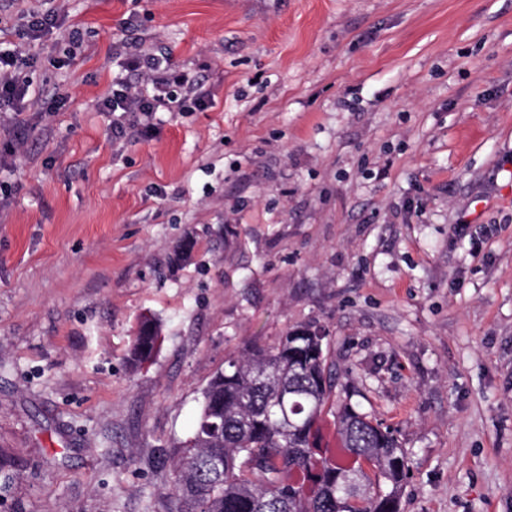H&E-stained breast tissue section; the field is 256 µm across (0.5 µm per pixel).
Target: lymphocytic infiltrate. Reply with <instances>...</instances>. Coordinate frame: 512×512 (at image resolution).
Wrapping results in <instances>:
<instances>
[{
  "label": "lymphocytic infiltrate",
  "mask_w": 512,
  "mask_h": 512,
  "mask_svg": "<svg viewBox=\"0 0 512 512\" xmlns=\"http://www.w3.org/2000/svg\"><path fill=\"white\" fill-rule=\"evenodd\" d=\"M124 57L112 76L111 90L99 109L112 115V135L150 139L161 112L201 110L208 103L195 75L174 66L170 57L147 54L134 41L123 44ZM30 82L16 51L0 49V110L25 106Z\"/></svg>",
  "instance_id": "f902f5d3"
}]
</instances>
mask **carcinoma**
<instances>
[{"instance_id":"obj_1","label":"carcinoma","mask_w":512,"mask_h":512,"mask_svg":"<svg viewBox=\"0 0 512 512\" xmlns=\"http://www.w3.org/2000/svg\"><path fill=\"white\" fill-rule=\"evenodd\" d=\"M327 336L297 325L224 362L202 391L191 437L171 450L172 512H400L408 451L338 387ZM160 337L155 318L140 320L131 368L155 355ZM330 409L335 448L323 444ZM213 459L224 462L218 472L207 468Z\"/></svg>"}]
</instances>
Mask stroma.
<instances>
[{
	"label": "stroma",
	"mask_w": 512,
	"mask_h": 512,
	"mask_svg": "<svg viewBox=\"0 0 512 512\" xmlns=\"http://www.w3.org/2000/svg\"><path fill=\"white\" fill-rule=\"evenodd\" d=\"M40 4L0 0L34 98L0 122V512H170L202 389L299 324L407 449L401 512H512V0H64L23 38ZM129 38L212 107L113 141ZM57 7L50 6L45 10H36L28 13L26 28L23 34L29 38L37 39L43 32L53 28L59 19ZM160 324L153 317H145L138 323L128 353V363L136 369L148 362L160 345Z\"/></svg>",
	"instance_id": "obj_1"
}]
</instances>
